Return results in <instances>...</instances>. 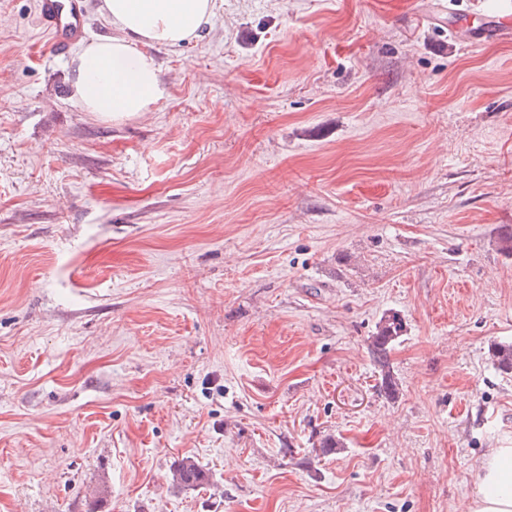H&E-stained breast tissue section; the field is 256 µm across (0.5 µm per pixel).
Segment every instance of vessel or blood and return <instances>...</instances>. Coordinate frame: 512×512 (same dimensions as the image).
I'll return each mask as SVG.
<instances>
[{
    "label": "vessel or blood",
    "instance_id": "obj_1",
    "mask_svg": "<svg viewBox=\"0 0 512 512\" xmlns=\"http://www.w3.org/2000/svg\"><path fill=\"white\" fill-rule=\"evenodd\" d=\"M478 14L482 23L472 32V39L512 43V0H482ZM38 20L52 33L53 56L65 57L84 36V0H39Z\"/></svg>",
    "mask_w": 512,
    "mask_h": 512
}]
</instances>
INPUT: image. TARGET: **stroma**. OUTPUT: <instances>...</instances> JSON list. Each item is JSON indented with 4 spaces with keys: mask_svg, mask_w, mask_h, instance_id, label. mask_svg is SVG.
<instances>
[{
    "mask_svg": "<svg viewBox=\"0 0 512 512\" xmlns=\"http://www.w3.org/2000/svg\"><path fill=\"white\" fill-rule=\"evenodd\" d=\"M37 3L0 0V512H467L512 446V44L451 38L476 0H217L122 117ZM403 322L396 313L381 318L376 333L370 337L369 351L374 360L382 367L381 387L387 396H395L397 384L389 371H384L387 364V353L394 343L402 336ZM205 475L195 461L183 459L171 472V485L174 488L194 487L202 484Z\"/></svg>",
    "mask_w": 512,
    "mask_h": 512,
    "instance_id": "stroma-1",
    "label": "stroma"
}]
</instances>
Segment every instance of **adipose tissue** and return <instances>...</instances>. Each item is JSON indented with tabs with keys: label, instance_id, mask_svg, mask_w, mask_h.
<instances>
[{
	"label": "adipose tissue",
	"instance_id": "obj_1",
	"mask_svg": "<svg viewBox=\"0 0 512 512\" xmlns=\"http://www.w3.org/2000/svg\"><path fill=\"white\" fill-rule=\"evenodd\" d=\"M115 34L89 41L73 59L68 82L85 111L103 116L146 111L162 88L141 45L176 46L199 35L215 0H102ZM471 512H512V447L489 449L475 475Z\"/></svg>",
	"mask_w": 512,
	"mask_h": 512
}]
</instances>
